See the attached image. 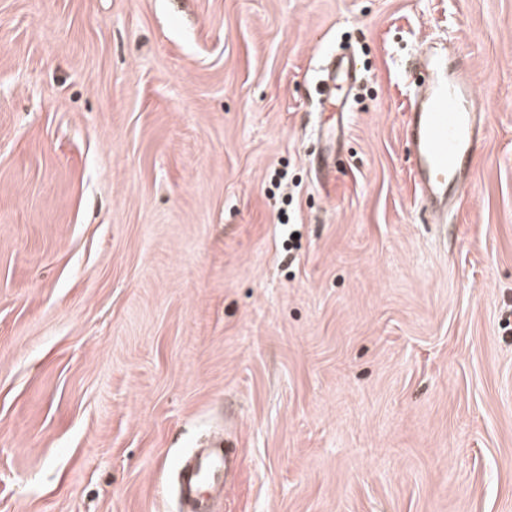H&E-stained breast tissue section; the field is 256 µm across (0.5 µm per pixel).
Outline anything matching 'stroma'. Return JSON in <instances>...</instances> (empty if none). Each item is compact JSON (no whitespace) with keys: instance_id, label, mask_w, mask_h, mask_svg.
Returning <instances> with one entry per match:
<instances>
[{"instance_id":"stroma-1","label":"stroma","mask_w":512,"mask_h":512,"mask_svg":"<svg viewBox=\"0 0 512 512\" xmlns=\"http://www.w3.org/2000/svg\"><path fill=\"white\" fill-rule=\"evenodd\" d=\"M430 39L487 96L443 228ZM214 432L217 512H512V0H0V512H181ZM356 81V63L352 59L333 60L327 71L323 74L321 81V94L326 100L336 103V91L346 88V95L351 92ZM323 135V146L319 153L315 155L312 164L316 172L321 175L323 183H325L330 180L333 172V165L335 161L334 155L336 153V139L338 137L336 127L333 125ZM231 448L223 440L204 446L191 460L182 463L179 471V490L193 502L198 512H210V497L201 494V489L223 487L224 469L231 456Z\"/></svg>"}]
</instances>
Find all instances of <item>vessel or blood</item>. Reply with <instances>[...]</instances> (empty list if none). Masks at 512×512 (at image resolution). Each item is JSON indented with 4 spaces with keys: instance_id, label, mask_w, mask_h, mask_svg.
Listing matches in <instances>:
<instances>
[{
    "instance_id": "vessel-or-blood-1",
    "label": "vessel or blood",
    "mask_w": 512,
    "mask_h": 512,
    "mask_svg": "<svg viewBox=\"0 0 512 512\" xmlns=\"http://www.w3.org/2000/svg\"><path fill=\"white\" fill-rule=\"evenodd\" d=\"M418 71L404 136L413 158L415 192L429 212L440 215L455 205L471 176L473 158L486 145L484 98L468 76L467 61L461 55H449L446 47L428 48ZM355 81L354 60L331 61L322 77L321 93L335 100L337 91L353 89ZM337 137L336 128H329L313 160L316 172L326 181L333 172ZM230 456V448L218 440L182 463L179 490L198 512H210V500L202 491L223 485Z\"/></svg>"
}]
</instances>
